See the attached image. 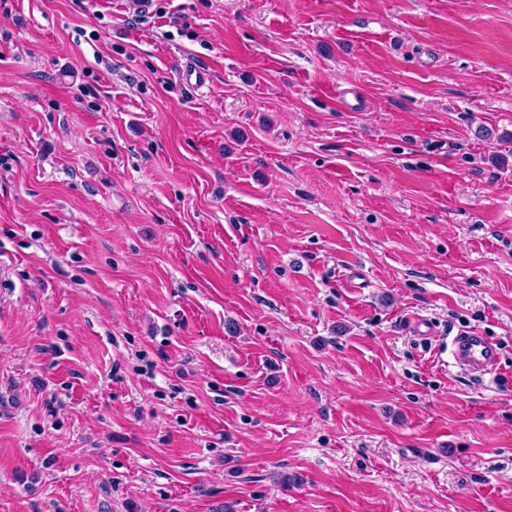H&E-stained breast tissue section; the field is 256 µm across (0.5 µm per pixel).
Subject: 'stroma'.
<instances>
[{"mask_svg": "<svg viewBox=\"0 0 512 512\" xmlns=\"http://www.w3.org/2000/svg\"><path fill=\"white\" fill-rule=\"evenodd\" d=\"M0 512H512V0H0ZM450 354L453 366L465 375L483 377L499 368L497 348L477 332H463L455 336Z\"/></svg>", "mask_w": 512, "mask_h": 512, "instance_id": "35a3bbf8", "label": "stroma"}]
</instances>
